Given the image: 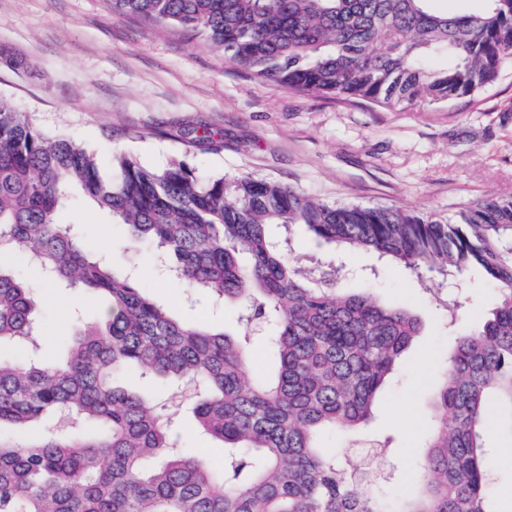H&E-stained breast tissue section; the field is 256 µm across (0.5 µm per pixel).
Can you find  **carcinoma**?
Returning a JSON list of instances; mask_svg holds the SVG:
<instances>
[{"label":"carcinoma","instance_id":"obj_1","mask_svg":"<svg viewBox=\"0 0 512 512\" xmlns=\"http://www.w3.org/2000/svg\"><path fill=\"white\" fill-rule=\"evenodd\" d=\"M112 11L200 35L240 69L290 90L396 109L471 96L512 59V0L477 12L433 0H109ZM444 55L451 63L430 69ZM40 133L0 102V512H495L489 413L512 437V200L486 197L454 224L401 207L326 203L276 181L204 178L181 161L147 168ZM152 242L188 290L239 307L242 330L178 320L137 279L95 257L72 224L74 197ZM304 228L335 250L373 252L420 277L472 268L497 300L461 335L434 380L414 486L391 508L358 487L320 443L354 431L421 333L405 307L341 293L337 270L292 255ZM105 304L77 314L67 356L38 355L36 288ZM266 325L274 376H249L248 336ZM190 387L195 420L224 445V466L177 449L159 399L120 376ZM39 425L19 442L6 432Z\"/></svg>","mask_w":512,"mask_h":512}]
</instances>
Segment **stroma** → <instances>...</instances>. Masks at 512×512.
Returning a JSON list of instances; mask_svg holds the SVG:
<instances>
[{"label":"stroma","mask_w":512,"mask_h":512,"mask_svg":"<svg viewBox=\"0 0 512 512\" xmlns=\"http://www.w3.org/2000/svg\"><path fill=\"white\" fill-rule=\"evenodd\" d=\"M0 101L37 129L92 151L106 174L120 153L152 168L176 160L205 175L278 180L328 202L397 206L450 222L485 196L512 199L511 60L474 96L392 110L256 79L223 51L178 28L115 14L108 0H0ZM192 131L215 139L190 142ZM59 220L85 225L96 254L135 273L144 293L183 322L235 326V304L188 293L153 244L123 248L125 232L108 214L77 199ZM293 244L302 260L341 266L338 288L371 289L423 324L363 429L384 441L383 450L368 454L342 431L323 437L344 467L361 473L364 487L407 494L432 427L435 373L496 292L475 272L449 283L445 294L463 303L452 315L435 290L374 253L337 254L299 233ZM78 310L90 319L102 312L94 299L75 302L68 289L44 290L39 313L55 357L64 354L62 336ZM172 417L183 453L223 463L222 442L197 429L191 404Z\"/></svg>","instance_id":"1"}]
</instances>
